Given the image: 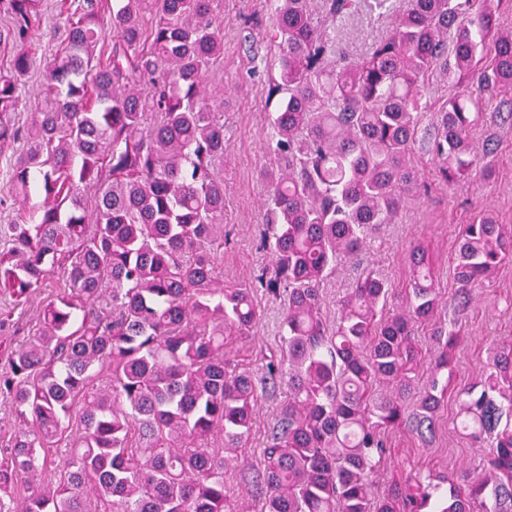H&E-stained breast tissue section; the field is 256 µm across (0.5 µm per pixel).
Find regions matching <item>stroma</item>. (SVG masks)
Wrapping results in <instances>:
<instances>
[{
    "mask_svg": "<svg viewBox=\"0 0 512 512\" xmlns=\"http://www.w3.org/2000/svg\"><path fill=\"white\" fill-rule=\"evenodd\" d=\"M410 0H396L393 14H366L357 20H342L336 39L346 56L364 53L372 41L389 33L396 15L406 12ZM220 29L224 56L208 72V81L224 92L220 110L224 124V155L216 170L224 180V228L230 242L217 267L225 282L249 280L270 263L259 249L258 230L265 222L264 185L261 172L269 163L266 150L268 114L274 109L266 100L270 56L261 30H248V18L267 13L266 0H220ZM67 17L50 9L35 27L30 46L36 65L23 90L24 108L15 123L26 127L34 112L42 109L46 96L45 70L59 55ZM477 155L486 156L489 171L473 169L464 180L440 181L438 167L430 156H421L418 168L426 193L409 197L395 223L382 225L367 243L360 257H345L322 284V311L327 323H334L338 300L351 288L358 265H365L386 277L395 289L409 281L405 253L412 242L427 244L439 270V292L443 310L436 321L422 325L418 338L424 351H432V333L437 327L459 321L461 341L447 372L448 392L438 412L433 437L423 439L408 430L388 435L387 453L376 479L377 491H384L393 476L411 470L476 476L482 472L485 450L461 438L453 427L458 409V392L470 386L482 373L492 340L512 336V264L494 279L481 283L473 292L470 308L453 316L449 307L457 285L452 275L456 238L460 225L469 223L476 211L490 210L497 221L512 225V126L488 122L472 134ZM260 320L249 338L236 342L232 354L239 368L262 373L269 360L280 356L279 300L260 293L256 296ZM284 389L260 393L251 432L238 465L226 470L224 481L233 493L246 490L245 475L260 468L262 451L268 445L270 428Z\"/></svg>",
    "mask_w": 512,
    "mask_h": 512,
    "instance_id": "1",
    "label": "stroma"
}]
</instances>
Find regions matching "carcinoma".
<instances>
[{"label":"carcinoma","instance_id":"carcinoma-1","mask_svg":"<svg viewBox=\"0 0 512 512\" xmlns=\"http://www.w3.org/2000/svg\"><path fill=\"white\" fill-rule=\"evenodd\" d=\"M215 0H75L49 71L50 104L26 129L11 120L36 64L26 49L45 0H0L14 48L0 70V150L22 139L11 194L25 217L0 224V294L24 303L61 274L38 328L0 366V397L25 428L0 448V512H252L224 471L238 460L258 389L288 368V398L251 483L264 512H512V337L463 392L457 430L486 443L483 473L454 482L405 473L373 483L385 436L434 432L457 332L431 358L416 332L438 310L437 273L421 243L398 291L365 269L339 300L320 285L394 223L418 186L415 154L444 182L476 165L471 133L488 98L512 92V0H412L396 27L356 58L329 26L391 13L392 0H269L271 113L259 239L270 266L226 284L224 124L206 89L224 55ZM453 94L422 123L430 79ZM155 114L142 128L144 110ZM44 196L31 204L30 176ZM512 261V231L492 213L463 225L455 312L471 287ZM283 299L282 354L262 375L238 370L229 345L259 317L258 292ZM69 455L56 460V446Z\"/></svg>","mask_w":512,"mask_h":512}]
</instances>
